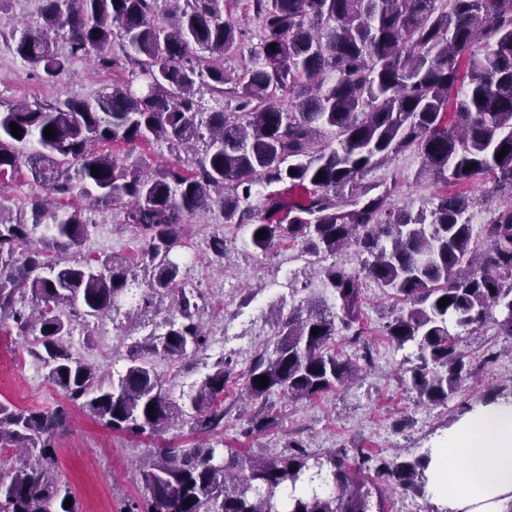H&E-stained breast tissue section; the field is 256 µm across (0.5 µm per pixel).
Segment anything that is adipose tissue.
Returning a JSON list of instances; mask_svg holds the SVG:
<instances>
[{"label": "adipose tissue", "mask_w": 512, "mask_h": 512, "mask_svg": "<svg viewBox=\"0 0 512 512\" xmlns=\"http://www.w3.org/2000/svg\"><path fill=\"white\" fill-rule=\"evenodd\" d=\"M430 457L426 489L442 512H512V398L466 412Z\"/></svg>", "instance_id": "ef3b65f1"}]
</instances>
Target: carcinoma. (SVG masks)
Wrapping results in <instances>:
<instances>
[{
	"label": "carcinoma",
	"mask_w": 512,
	"mask_h": 512,
	"mask_svg": "<svg viewBox=\"0 0 512 512\" xmlns=\"http://www.w3.org/2000/svg\"><path fill=\"white\" fill-rule=\"evenodd\" d=\"M229 2L43 0L38 25L10 30L15 53L49 79L80 56L103 71L131 66L141 79L137 89L114 84L92 100L1 112L0 176L25 166L55 199L77 192L124 209L125 223L144 241V304L156 294L174 297L165 332L131 343L125 371L103 378L65 338L75 320L118 312L136 278L120 260L47 258L36 236L48 233L49 245L67 250L81 243L87 222L78 207L61 213L41 204L30 222L0 216V329L10 318L17 335L32 337L67 404L114 432L157 436L186 417L195 432L224 433L221 400L231 377L224 364L186 406L142 356L183 359L207 347L197 321L201 296L177 287L172 252L183 245L186 217L206 210L215 193L224 223L248 227L258 249L288 240L317 257L352 244L361 257L357 273L335 263L319 269L335 303L288 313L273 350L242 377L249 398L277 392L310 400L357 376L355 362L330 345L337 336L360 342L362 279L369 278L405 303L387 336L397 350L415 348L408 386L429 403H447L474 374L454 329L489 320L512 337V199L493 209L486 244L476 250L465 217L473 200L465 193L446 191L430 213H414L388 202L396 183L381 191L365 177L413 149L421 172L445 187L491 172L512 191V0H250L259 43L240 74L224 70V56L243 37L224 13ZM61 36L66 55L56 48ZM227 83L235 110L205 112L200 89L222 96ZM152 142L186 152L201 142L204 149L150 171L101 150ZM280 184L299 199L259 191ZM443 297L449 303L440 307ZM261 376L268 378L263 388ZM66 417L63 405L45 412L0 403V448L22 457L19 466L0 468V512H79L52 444ZM429 461L427 452L407 460L360 450L352 457L347 448L313 460L295 440L262 462L227 443L221 450L163 445L139 476L144 512H389L382 484L422 496Z\"/></svg>",
	"instance_id": "carcinoma-1"
}]
</instances>
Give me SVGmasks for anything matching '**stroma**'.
Segmentation results:
<instances>
[{
    "instance_id": "obj_1",
    "label": "stroma",
    "mask_w": 512,
    "mask_h": 512,
    "mask_svg": "<svg viewBox=\"0 0 512 512\" xmlns=\"http://www.w3.org/2000/svg\"><path fill=\"white\" fill-rule=\"evenodd\" d=\"M234 17L245 36L238 51L226 56V70L239 73L250 66L258 44L259 23L247 0H234ZM130 70L105 72L90 59H72L68 70L51 81L16 55L8 34L0 33V112L21 102L49 103L66 96L93 98L115 82L131 80ZM421 158L413 151L394 156L372 170L368 181L398 180L390 198L392 205L415 210L431 208L443 185L419 175ZM475 204L468 216L475 230L473 245L483 248L481 234L492 216V200L504 199L493 174L473 176L465 185ZM47 196L43 184L28 170L0 179V210L31 214L35 204ZM63 208L81 207L88 234L79 246L63 251L71 261L87 256H110L117 260L137 258L144 243L125 224L122 210L98 206L80 196L62 200ZM223 235L229 257L214 262L208 248L213 235ZM185 246L176 248L180 265L179 286L197 289L204 298L199 320L209 338L223 336V349L207 348L195 356L173 359L152 356L151 362L165 380L172 396L191 393L212 373L218 361H225L235 374H242L255 357L272 348L278 323L289 309L312 300L332 301L318 270L341 264L358 270L355 248L334 257L316 258L303 253L300 245L278 244L263 251L255 248L246 227L225 223L219 206L188 218L184 225ZM361 346L336 341L335 348L354 357L369 353L362 363L361 377L353 384L313 400H290L279 395L253 402L242 401L236 384L224 391V436L221 439L267 460L277 456L287 440L300 442L309 454L321 457L334 448H360L380 455L396 453L411 459L433 447L468 408L483 404L486 391L512 381V341L499 336L493 323L465 331L459 347L476 368L475 381L466 383L448 403L431 405L420 401L408 389L400 370L405 351L389 344L385 326L400 308L392 290L375 281L363 282ZM170 311L169 300L152 305L145 313L128 319L104 318L93 327L74 322L69 347L74 356L100 369L103 374L124 371L126 346L162 332ZM27 338L0 331V401L22 409L42 410L63 404L64 398L50 383L39 360L27 351ZM272 415L276 425L268 432L245 435L249 421ZM216 436L195 434L180 422L156 437H130L112 432L88 412L72 407L64 427L55 437L57 464L75 493L81 512H119L128 502H142L144 489L134 468L136 460L149 456L156 446L168 444L187 448L197 443H216Z\"/></svg>"
}]
</instances>
